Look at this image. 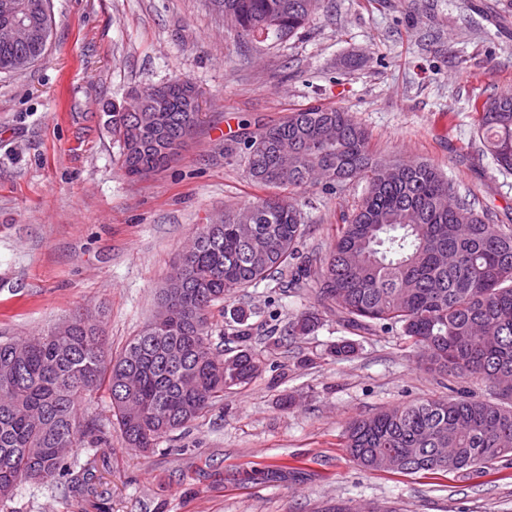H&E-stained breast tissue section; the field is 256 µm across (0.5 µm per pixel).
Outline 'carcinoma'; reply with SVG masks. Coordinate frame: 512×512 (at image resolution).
I'll return each mask as SVG.
<instances>
[{
  "mask_svg": "<svg viewBox=\"0 0 512 512\" xmlns=\"http://www.w3.org/2000/svg\"><path fill=\"white\" fill-rule=\"evenodd\" d=\"M325 9V0H221L224 22L245 43H282ZM191 87L178 77L145 91L138 112L112 106L126 176L165 168L193 134ZM477 135L499 170L512 173V93L482 103ZM244 147L251 182L268 193L203 225L181 257V293L160 294L165 325L150 321L115 358L100 325L81 313L62 336L53 328L0 340L1 501L23 482L55 481L77 442L101 441V424L82 417L80 406L104 386L113 424L129 447L147 451L225 390L249 385L263 355L247 313H234L237 353L226 359L213 348V311L238 289L287 273L290 285L314 282L317 307L296 314L281 334L271 328L268 339H302L334 312L350 328L405 337L425 369L479 377L498 396L405 403L357 419L342 442L351 461L374 471L375 460L393 456V472L467 474L512 459V224L491 223L471 191L428 163L376 157L367 130L342 108L290 112ZM317 180L337 191L361 180L365 192L337 225L329 253L295 267L304 217L294 192ZM355 352L349 339L329 349L338 359ZM131 373L140 388L130 398L123 380Z\"/></svg>",
  "mask_w": 512,
  "mask_h": 512,
  "instance_id": "carcinoma-1",
  "label": "carcinoma"
}]
</instances>
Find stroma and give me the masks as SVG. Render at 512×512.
<instances>
[{"mask_svg": "<svg viewBox=\"0 0 512 512\" xmlns=\"http://www.w3.org/2000/svg\"><path fill=\"white\" fill-rule=\"evenodd\" d=\"M52 12L44 56L0 73V340L89 310L119 353L155 315L201 226L262 195L244 140L315 103L351 112L379 157L434 165L512 224V174L475 139L478 106L512 92V0H331L278 45L238 43L209 0H52ZM176 76L201 93L199 126L164 170L130 180L104 110ZM364 187L298 190L299 260L333 247ZM314 302L312 286L285 289L277 279L229 296L213 345L234 354L233 313L244 309L265 358L261 376L147 453L124 442L108 393H93L81 412L105 424L108 440L68 451L91 462L92 479L21 484L0 512H320L336 501L512 512V463L409 475L349 461L340 442L354 419L494 393L477 378L427 373L397 334L354 331L331 313L306 339L269 345L266 322L287 324ZM342 338L354 341V357L329 356Z\"/></svg>", "mask_w": 512, "mask_h": 512, "instance_id": "35a3bbf8", "label": "stroma"}]
</instances>
